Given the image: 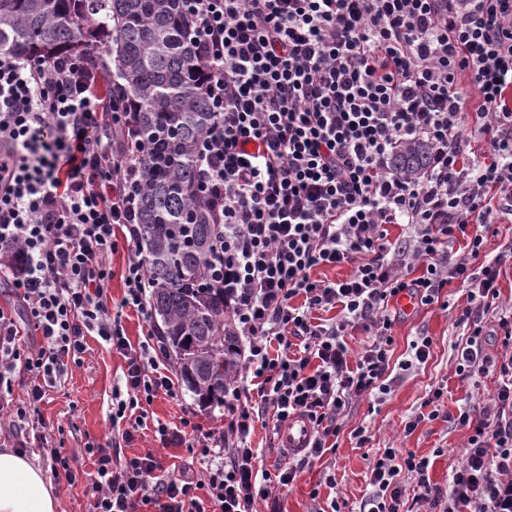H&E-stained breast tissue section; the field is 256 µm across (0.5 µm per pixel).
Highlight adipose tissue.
I'll list each match as a JSON object with an SVG mask.
<instances>
[{"instance_id": "obj_1", "label": "adipose tissue", "mask_w": 512, "mask_h": 512, "mask_svg": "<svg viewBox=\"0 0 512 512\" xmlns=\"http://www.w3.org/2000/svg\"><path fill=\"white\" fill-rule=\"evenodd\" d=\"M0 512H58L53 484L34 458L0 450Z\"/></svg>"}]
</instances>
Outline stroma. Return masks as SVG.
I'll return each instance as SVG.
<instances>
[{
    "instance_id": "1",
    "label": "stroma",
    "mask_w": 512,
    "mask_h": 512,
    "mask_svg": "<svg viewBox=\"0 0 512 512\" xmlns=\"http://www.w3.org/2000/svg\"><path fill=\"white\" fill-rule=\"evenodd\" d=\"M464 302L461 287L453 283L443 288L438 303L402 313L392 329V359H405L411 341L428 336L433 340V348L427 363L397 371L392 391L384 398L365 396L355 400L344 419L335 452L327 453L321 463L301 472L292 489L260 501L258 512H328L334 500L341 512H358L359 503L369 490L375 454L381 448H408L429 458L431 482L447 485L450 472L463 458L468 437L466 429L447 421V414L490 397L496 390L493 374L464 380L454 373L452 346L463 334L454 320ZM122 366L119 354L91 343L83 364L73 368L65 385L51 392L41 404L44 420L62 427L61 439L66 450H80L87 441L102 440L111 434L108 406ZM436 388L443 391L444 416L424 420L413 432H405L406 422L419 412L429 391ZM187 411L203 426L228 425L223 407L201 405L186 389L182 390L180 400L162 396L149 408L151 418L174 425ZM148 452L161 456L165 465L181 467L189 476H201L205 469L200 458L187 448L161 444L150 429L141 431L123 450L128 457ZM328 473L334 474L335 487L325 485L324 476Z\"/></svg>"
}]
</instances>
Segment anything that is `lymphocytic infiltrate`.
Returning a JSON list of instances; mask_svg holds the SVG:
<instances>
[{
	"label": "lymphocytic infiltrate",
	"mask_w": 512,
	"mask_h": 512,
	"mask_svg": "<svg viewBox=\"0 0 512 512\" xmlns=\"http://www.w3.org/2000/svg\"><path fill=\"white\" fill-rule=\"evenodd\" d=\"M184 9L213 114L196 146L224 226L212 271L232 333L247 344L256 395L244 383L225 392V431L189 412L178 426L155 427L160 443L207 459L200 480L163 474L150 453L118 456L155 398L180 396L162 337L134 344L121 324L125 308L152 315L135 222L144 155L87 58L1 52L0 281L22 314L0 308V414L38 441L56 480L88 482L92 512H255L322 459L355 398L390 393V302L406 294L428 306L456 282L467 303L455 323L467 333L455 373L497 371L498 388L453 416L469 435L447 486L431 483L428 458L382 448L359 512H409L412 503L512 512V306L497 301L512 248L482 256L490 227L512 216V0H184ZM471 97L478 111L468 110ZM475 139L485 144L478 155ZM409 145L426 149L414 174L399 163ZM391 224L402 226L400 240L388 239ZM120 248L128 259L116 303ZM345 264V279L311 276ZM336 307L339 319L315 322L313 311ZM490 322L495 356L485 350ZM25 325L37 344L22 343ZM355 325L368 334L357 355L343 339ZM92 336L125 368L109 405L121 437L88 443V471L48 440L39 406L82 363ZM295 413L313 426L309 448L276 477L260 474L248 444L255 422ZM127 261V253L122 248H120L116 253L112 256V285L110 294L112 296L113 302H119L123 296V280H122V271L125 267Z\"/></svg>",
	"instance_id": "f902f5d3"
}]
</instances>
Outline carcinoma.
Listing matches in <instances>:
<instances>
[{
    "mask_svg": "<svg viewBox=\"0 0 512 512\" xmlns=\"http://www.w3.org/2000/svg\"><path fill=\"white\" fill-rule=\"evenodd\" d=\"M0 51L114 64L110 93L132 98L129 124L145 147L137 222L159 333L189 391L224 404L240 352L207 264L218 224L195 148L213 119L183 0H0Z\"/></svg>",
    "mask_w": 512,
    "mask_h": 512,
    "instance_id": "obj_1",
    "label": "carcinoma"
}]
</instances>
